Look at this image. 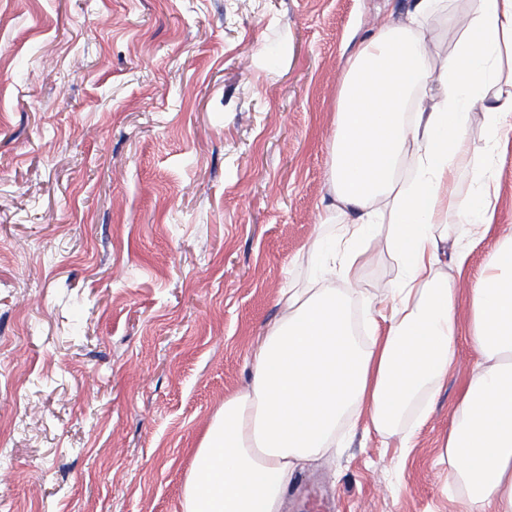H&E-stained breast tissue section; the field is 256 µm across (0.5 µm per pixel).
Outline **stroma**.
I'll return each instance as SVG.
<instances>
[{
	"mask_svg": "<svg viewBox=\"0 0 512 512\" xmlns=\"http://www.w3.org/2000/svg\"><path fill=\"white\" fill-rule=\"evenodd\" d=\"M406 0H0V504L182 512L193 450L325 223L346 61ZM81 67H73V59ZM444 269L469 284L512 225ZM371 244L350 303L392 288ZM477 354L462 337L413 447L346 420L283 512H456L442 462Z\"/></svg>",
	"mask_w": 512,
	"mask_h": 512,
	"instance_id": "obj_1",
	"label": "stroma"
}]
</instances>
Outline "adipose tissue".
I'll return each mask as SVG.
<instances>
[{
    "mask_svg": "<svg viewBox=\"0 0 512 512\" xmlns=\"http://www.w3.org/2000/svg\"><path fill=\"white\" fill-rule=\"evenodd\" d=\"M446 67L433 70L426 26L441 0H410L403 17L378 25L349 58L336 101L327 216L349 218L338 238L310 246L319 277L339 288L282 289L279 316L249 354L253 380L225 396L193 454L183 512H281L296 470L320 459L340 423L365 415L367 429L409 447L402 427L452 366L462 332L480 357L444 443L462 512H512V227L489 250L470 288L466 316L440 271L449 225L487 234L497 186L491 164L474 167V191L457 197L470 164L469 129L480 119L488 144L512 134V0H469ZM438 79L435 102L425 89ZM414 152L411 184L398 188L400 159ZM471 165V164H470ZM384 239L404 272L385 300L386 325L365 345L351 318L367 239Z\"/></svg>",
    "mask_w": 512,
    "mask_h": 512,
    "instance_id": "ef3b65f1",
    "label": "adipose tissue"
}]
</instances>
